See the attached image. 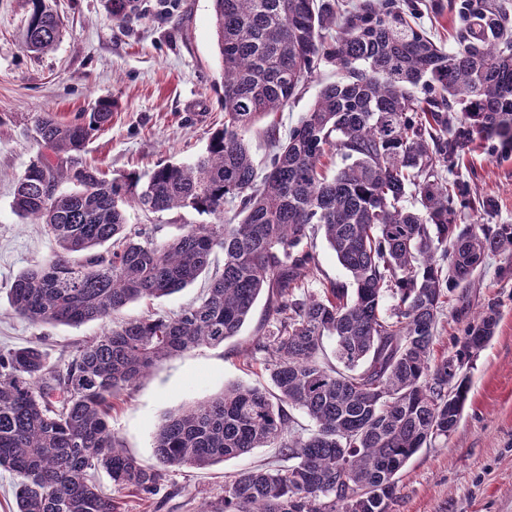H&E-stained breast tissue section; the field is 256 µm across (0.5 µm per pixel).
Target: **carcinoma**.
<instances>
[{"label": "carcinoma", "mask_w": 512, "mask_h": 512, "mask_svg": "<svg viewBox=\"0 0 512 512\" xmlns=\"http://www.w3.org/2000/svg\"><path fill=\"white\" fill-rule=\"evenodd\" d=\"M212 3L224 125L193 161L111 179L65 164L112 123L107 99L71 122L34 120L38 151L14 182L13 208L45 226L55 248L15 278L9 305L35 326L104 328L62 368L39 344L0 353V470L16 479V512H122L97 473L151 503L166 472L254 448L278 449L276 463L230 477L197 512H392L398 473L455 430L463 369L494 334L489 306L454 352L434 357L449 294L472 283L485 255L512 251V224H465L452 208L462 185L441 174L478 140L512 155L509 16L461 0L450 51L394 0ZM31 4L23 48L45 52L63 24L47 0ZM138 13L139 0H108L119 26ZM322 57L342 80L322 87L286 139L276 122L266 126L271 158L258 173L246 134L295 97ZM335 156L343 166L330 177ZM130 209H187L218 223L157 243L128 223ZM320 234L353 288L305 291ZM206 273L203 294L174 316L119 318ZM263 293L273 321L251 356L276 392L236 384L169 414L153 446L163 471L127 452L109 424L113 400L163 362L238 335ZM292 409L312 427L297 429Z\"/></svg>", "instance_id": "carcinoma-1"}]
</instances>
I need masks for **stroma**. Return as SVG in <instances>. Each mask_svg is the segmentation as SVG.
Listing matches in <instances>:
<instances>
[{
    "label": "stroma",
    "mask_w": 512,
    "mask_h": 512,
    "mask_svg": "<svg viewBox=\"0 0 512 512\" xmlns=\"http://www.w3.org/2000/svg\"><path fill=\"white\" fill-rule=\"evenodd\" d=\"M51 3L63 35L54 49L32 53L22 47L29 0H0V352L35 342L61 366L76 345L100 333L101 322L38 327L16 315L7 301L16 276L44 262L54 248L43 225L27 223L13 209V179L38 151L34 118L51 112L71 121L97 100L112 101L111 125L96 133L82 155L112 178L146 174L161 162L193 160L211 132L222 127L224 111L212 0H142V15L122 27L109 20L106 0ZM338 78L334 65L320 61L313 78L276 114L281 135H288L320 89ZM447 176L464 187L455 201L462 218L512 224V158L500 159L483 142ZM489 197L497 203L490 213L480 205ZM129 221L161 242L180 225L211 224L215 218L187 210L147 218L133 211ZM206 285V278H198L153 303L130 304L122 316L133 319L150 310L174 314ZM491 305L500 319L464 370L469 393L458 426L406 464L392 512H512V254H488L470 287L451 294L439 317L435 353L452 352L466 324ZM265 311V301H258L237 336L172 358L121 394L110 424L129 453L155 463L154 436L170 412L204 402L231 384L270 387L263 362L243 354ZM275 454L257 448L206 470L170 472L158 495L159 512H197L203 501L221 493L226 476Z\"/></svg>",
    "instance_id": "35a3bbf8"
}]
</instances>
